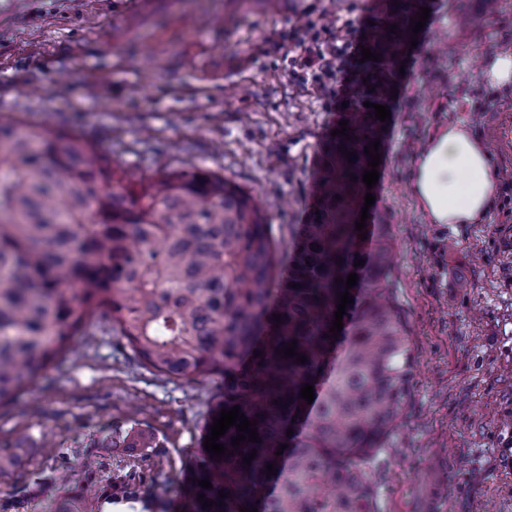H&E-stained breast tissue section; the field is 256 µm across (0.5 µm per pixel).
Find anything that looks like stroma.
<instances>
[{"instance_id": "obj_1", "label": "stroma", "mask_w": 512, "mask_h": 512, "mask_svg": "<svg viewBox=\"0 0 512 512\" xmlns=\"http://www.w3.org/2000/svg\"><path fill=\"white\" fill-rule=\"evenodd\" d=\"M385 133L374 212L393 245L392 299L414 378L398 428L364 469L379 512L512 506V84L481 71L512 53V0L486 15L430 0ZM380 0H0V108L76 129L116 168L151 177L203 168L258 197L281 253L305 223L321 145L352 71L299 74L311 34L366 27ZM466 126L489 152L492 204L476 224H434L411 189L430 136ZM224 379L144 367L106 320L0 406V512H57L95 488L94 512H179L177 482L204 445ZM148 436L114 448L113 434Z\"/></svg>"}]
</instances>
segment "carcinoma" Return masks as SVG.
I'll return each mask as SVG.
<instances>
[{"instance_id": "obj_1", "label": "carcinoma", "mask_w": 512, "mask_h": 512, "mask_svg": "<svg viewBox=\"0 0 512 512\" xmlns=\"http://www.w3.org/2000/svg\"><path fill=\"white\" fill-rule=\"evenodd\" d=\"M426 4L385 0L369 27L362 46L380 60L359 64L350 130L327 136L307 222L286 257L256 197L223 176L162 171L130 187L82 134L1 114L0 403L17 399L103 317L162 375H224L221 408L257 420L261 443L233 447V426L217 440L229 454L217 461L203 452L182 484L183 512H378L363 464L403 413L414 361L392 301L389 236L382 224H366L364 240L356 230L371 161L364 147L384 140L385 126L363 102L392 101L411 19ZM351 272L358 280L347 290ZM346 290L354 300L333 335ZM294 340V356L277 353ZM308 383L310 404L299 397ZM270 463L277 474L268 476Z\"/></svg>"}]
</instances>
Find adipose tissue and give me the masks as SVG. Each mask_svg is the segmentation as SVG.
<instances>
[{"instance_id":"ef3b65f1","label":"adipose tissue","mask_w":512,"mask_h":512,"mask_svg":"<svg viewBox=\"0 0 512 512\" xmlns=\"http://www.w3.org/2000/svg\"><path fill=\"white\" fill-rule=\"evenodd\" d=\"M412 181L414 194L435 224L478 223L494 187L486 148L455 125L424 145Z\"/></svg>"}]
</instances>
